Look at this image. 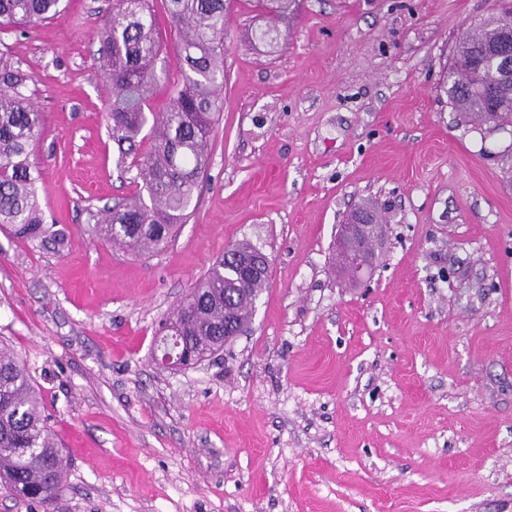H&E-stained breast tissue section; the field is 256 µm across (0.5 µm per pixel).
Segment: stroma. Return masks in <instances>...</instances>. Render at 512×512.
<instances>
[{
  "instance_id": "obj_1",
  "label": "stroma",
  "mask_w": 512,
  "mask_h": 512,
  "mask_svg": "<svg viewBox=\"0 0 512 512\" xmlns=\"http://www.w3.org/2000/svg\"><path fill=\"white\" fill-rule=\"evenodd\" d=\"M115 4L0 25L65 237L0 231V344L67 460L52 505L0 487V512H512V126L473 127L441 90L503 0H296L275 49L234 0L197 204L148 258L89 234L151 145L120 155L107 125L94 54ZM366 201L386 236L351 285L334 243ZM240 242L270 258L249 333L159 366V322Z\"/></svg>"
}]
</instances>
